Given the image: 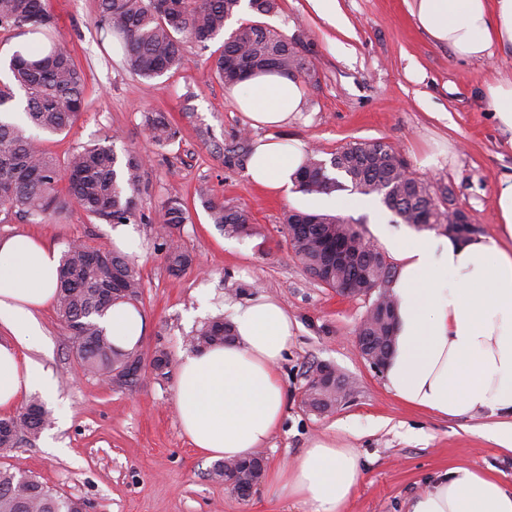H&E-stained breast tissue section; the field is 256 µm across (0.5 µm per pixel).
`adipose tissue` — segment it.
Listing matches in <instances>:
<instances>
[{"label": "adipose tissue", "instance_id": "1", "mask_svg": "<svg viewBox=\"0 0 512 512\" xmlns=\"http://www.w3.org/2000/svg\"><path fill=\"white\" fill-rule=\"evenodd\" d=\"M417 26L464 58L512 53V0H411ZM484 99L512 146V78L484 89ZM251 127H264L247 164L261 189L287 191L305 161L300 143L275 137L305 109L300 82L279 72L249 77L234 92ZM495 235L457 239L435 233L389 237L398 263L392 284V353L384 366L389 391L406 404L445 418L489 413L495 443L512 451V173L494 188ZM58 252L40 238L0 239V410L22 396L56 389L31 357L42 334L40 310L56 296ZM234 342L193 351L178 365L179 422L193 448L211 460L251 456L278 429L286 396L278 367L299 324L265 297L233 307ZM103 325L114 345L140 343L144 318L130 303L113 304ZM361 474L355 449L317 437L290 463L267 474L276 498L309 512H344ZM407 512H512V491L463 465L420 490Z\"/></svg>", "mask_w": 512, "mask_h": 512}]
</instances>
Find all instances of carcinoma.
<instances>
[{"mask_svg":"<svg viewBox=\"0 0 512 512\" xmlns=\"http://www.w3.org/2000/svg\"><path fill=\"white\" fill-rule=\"evenodd\" d=\"M242 8V0H98L101 38L115 36L123 43L130 69L144 79H155L186 63L184 44L200 46L224 33L226 22ZM16 36H33L26 52L14 51L9 60V80H0V108L16 101L17 118L0 119V212L21 214L34 224L75 209L107 224H135L145 216L136 208L145 155L129 151L120 158L99 141L75 148L59 161L35 140L31 130L58 134L69 129L85 106L83 80L70 52L54 36L49 0H0V30ZM311 62L303 42L269 30L258 22L242 24L224 39L211 76L234 87L258 72L277 71L303 75ZM148 140L157 147L173 143L179 129L164 113L144 115ZM253 143L243 136L223 149V161L250 156ZM307 195H328L348 190L373 195L400 221L414 228H448L451 217L443 203L448 187L435 186L407 176L406 162L389 144L355 142L330 159L318 152L306 156L297 180ZM197 196L212 224L227 237L253 232L250 213L215 199L207 188ZM160 246L168 272L178 276L195 265L180 243V229L188 223L187 206L177 194L161 202ZM282 232L293 255L314 269L331 261L325 284L333 289L356 283L374 286L380 278L392 285L396 269L385 252L349 219L336 214L291 210L283 217ZM339 245L357 258L359 267L336 263L323 249L326 242ZM141 272L129 256L110 248L68 247L58 270L55 308L58 318L81 337L77 348L82 368L112 384L115 371L128 365L135 349L112 345L99 324L117 301L134 303L141 296ZM395 299L383 298L363 335L369 347L391 350V320ZM233 338L229 322L216 319L191 337L195 350L220 345ZM48 411L33 399L18 412L0 418V450L9 451L25 438L44 429ZM74 501L52 491L36 478L5 467L0 469V512H75Z\"/></svg>","mask_w":512,"mask_h":512,"instance_id":"obj_1","label":"carcinoma"}]
</instances>
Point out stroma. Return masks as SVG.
I'll return each instance as SVG.
<instances>
[{"label":"stroma","instance_id":"obj_1","mask_svg":"<svg viewBox=\"0 0 512 512\" xmlns=\"http://www.w3.org/2000/svg\"><path fill=\"white\" fill-rule=\"evenodd\" d=\"M409 0H337L343 28L317 16L310 0H277L271 14L237 15L261 20L269 29L303 41L312 63L300 82L307 110L277 130L276 138L302 143L330 158L352 142L382 141L407 161L411 173L447 186L453 206L469 212L479 234L497 230L493 203L500 175L512 172V149L500 133L481 91L485 83L512 75V55L485 60L459 58L421 33ZM58 39L85 76L87 107L69 132L46 135L44 149L64 159L74 148L110 139L116 151L139 150L149 161L135 224L143 278L138 307L145 320L141 345L168 352L171 371L147 372L131 387L116 388L82 372L77 347L54 307L39 314L44 333L36 357L56 383L44 398L50 423L37 438L22 440L0 455V467L19 465L50 489L83 500L88 512H307L270 495L259 484L246 499L210 474L211 460L184 436L177 412L176 365L189 352L188 339L205 322L229 317L230 307L264 296L278 301L300 324L279 366L286 393L284 419L260 456L267 467L293 460L315 437L336 438L356 448L361 477L345 512H406L409 500L448 466L464 464L493 476L512 491V452L486 436L488 414L442 418L409 407L386 387L384 372L364 359L357 345L368 300L347 301L311 279L281 232L290 209L319 210L315 196L297 189L272 195L250 183L245 162L225 164L220 146L250 129L210 67L222 39L207 46L190 42L187 61L163 77L146 80L100 41L95 0H50ZM168 113L181 130L165 148L150 144L143 126L148 112ZM210 130L201 141L196 126ZM447 152V163L427 167L425 156ZM230 205L245 208L254 232L228 238L211 224L196 198L199 186ZM187 203L191 219L181 242L195 258L180 276L167 270L158 249L160 205L171 192ZM379 248L387 233L408 232L377 198L360 211H345ZM111 227L75 211L60 220L32 224L22 216H0V238L42 235L57 251L75 241L110 246ZM321 364L349 379L348 397L333 411L317 414L301 404L307 373Z\"/></svg>","mask_w":512,"mask_h":512}]
</instances>
